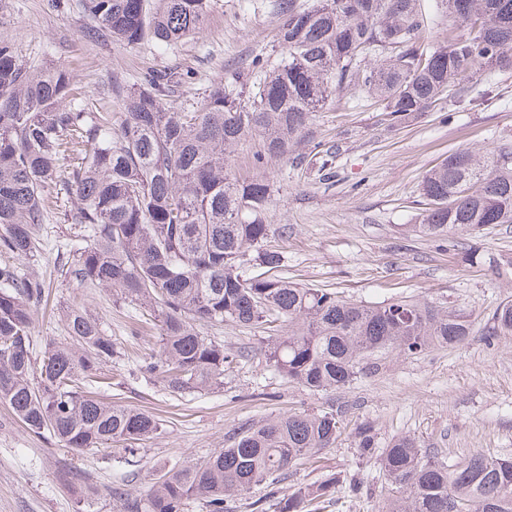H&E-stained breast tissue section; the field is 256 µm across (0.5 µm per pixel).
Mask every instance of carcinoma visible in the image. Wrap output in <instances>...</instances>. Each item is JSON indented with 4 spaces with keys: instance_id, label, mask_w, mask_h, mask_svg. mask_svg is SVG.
<instances>
[{
    "instance_id": "obj_1",
    "label": "carcinoma",
    "mask_w": 512,
    "mask_h": 512,
    "mask_svg": "<svg viewBox=\"0 0 512 512\" xmlns=\"http://www.w3.org/2000/svg\"><path fill=\"white\" fill-rule=\"evenodd\" d=\"M212 0H77L97 23L94 37L126 46L171 45L202 28ZM448 18L438 43L425 37L431 17L420 0H313L307 8L280 0L279 59L256 56L257 86L229 90L210 82L196 107L170 112L173 76L151 71L124 91L122 118L90 113L61 66L31 68L13 43L0 40V251L34 255L36 227L60 191L75 205L67 217L89 233L70 270L138 304L159 322L157 350L144 365L172 392L224 384L236 355L200 334L224 322L266 325L265 356L282 378L310 391L345 386L377 363L378 354H420L453 347L474 333L472 314L418 300L363 304L276 275L282 254L270 245L267 214L273 185L229 170L231 149L255 137L254 165L283 158L300 141L312 113L351 87L373 97L397 122L450 95L465 75L512 70V0H436ZM74 162L62 170V160ZM430 208L419 225L440 236L512 224V150H456L421 184ZM263 272L246 275V267ZM43 281L0 267V402L25 428L82 451L134 442L161 430L136 408L91 396L115 354L112 339L84 311L67 314L71 346L33 358L31 302ZM512 335V303L501 305L485 331ZM341 422L334 412L285 414L251 428L229 448L164 473L142 498L122 492L125 512H184L190 500L209 512L301 460L331 447ZM356 447L372 456L376 434L364 426ZM391 486L386 512H512V459L480 455L451 462L401 436L378 455ZM336 478L300 487L273 512H304L343 489Z\"/></svg>"
}]
</instances>
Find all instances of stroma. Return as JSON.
Returning <instances> with one entry per match:
<instances>
[{
	"label": "stroma",
	"mask_w": 512,
	"mask_h": 512,
	"mask_svg": "<svg viewBox=\"0 0 512 512\" xmlns=\"http://www.w3.org/2000/svg\"><path fill=\"white\" fill-rule=\"evenodd\" d=\"M278 4L214 0L196 36L168 48L152 42L129 48L89 38L95 24L75 0H0V39L13 42L25 65L63 66L82 88L86 110L117 121L122 107L111 83L129 85L152 70L181 75L167 100L176 110L199 103L214 79L251 82L252 58L276 56ZM459 85L462 102L444 99L396 123L372 101L339 90L313 113L290 158L256 168L259 142L247 137L235 148L231 171L273 184L269 222L272 243L284 256L282 275L369 304L406 298L464 309L475 318L465 343L418 356L393 354L345 387L313 392L268 365L264 326L205 325L201 335L237 354V361L221 388L171 392L140 370L157 336L143 329L141 309L68 271L67 250L85 239L65 216L66 199H59L37 232L33 257L0 252V266L46 285L45 297L32 306L34 352L70 344L66 313L86 311L116 347L102 368L99 397L155 415L163 431L140 441L133 454L120 442L75 453L29 432L0 403V512H120L119 492L146 494L161 472L230 447L234 435L266 420L329 408L341 420L335 444L274 486L253 487L232 502L233 512H252L254 501L289 495L332 473L362 489L335 496L324 512H381L390 488L376 461L357 451L355 434L363 424L380 443L411 436L438 458H512V335L489 341L482 334L494 311L512 301V224H493L478 235L416 230L426 211L421 182L430 168L460 148L512 145V71ZM328 151L334 162L326 180L319 167Z\"/></svg>",
	"instance_id": "stroma-1"
}]
</instances>
